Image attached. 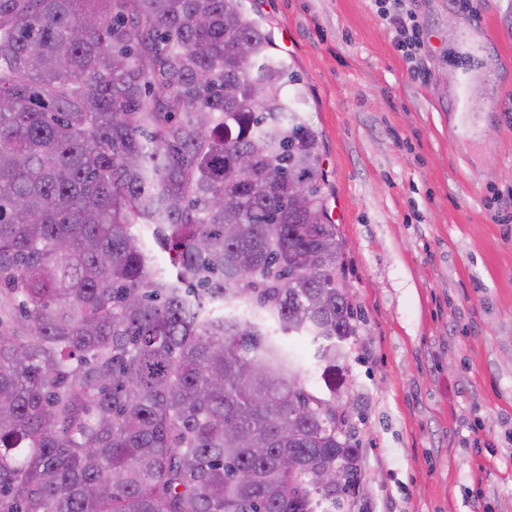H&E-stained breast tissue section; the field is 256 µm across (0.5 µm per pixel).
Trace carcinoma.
<instances>
[{"mask_svg":"<svg viewBox=\"0 0 512 512\" xmlns=\"http://www.w3.org/2000/svg\"><path fill=\"white\" fill-rule=\"evenodd\" d=\"M244 2L0 0V512H342L356 492L320 133Z\"/></svg>","mask_w":512,"mask_h":512,"instance_id":"cac0c4a2","label":"carcinoma"}]
</instances>
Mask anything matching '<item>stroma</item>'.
Returning <instances> with one entry per match:
<instances>
[{"instance_id":"35a3bbf8","label":"stroma","mask_w":512,"mask_h":512,"mask_svg":"<svg viewBox=\"0 0 512 512\" xmlns=\"http://www.w3.org/2000/svg\"><path fill=\"white\" fill-rule=\"evenodd\" d=\"M252 0L305 87L357 332L336 375L348 512H512V0ZM482 114L466 128L460 76ZM395 32V41L398 48L409 49L407 57L410 62H413L412 49H417L420 46V24L417 16L411 12H407L406 16L397 15L391 18Z\"/></svg>"}]
</instances>
